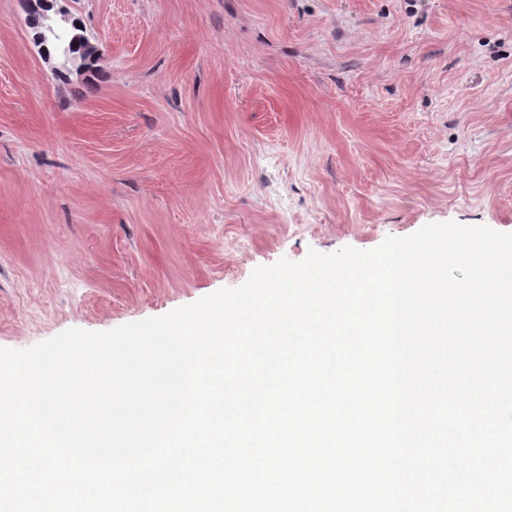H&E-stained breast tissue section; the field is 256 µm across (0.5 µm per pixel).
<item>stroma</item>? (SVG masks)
<instances>
[{"mask_svg":"<svg viewBox=\"0 0 512 512\" xmlns=\"http://www.w3.org/2000/svg\"><path fill=\"white\" fill-rule=\"evenodd\" d=\"M0 0V347L104 332L309 250L512 233V0ZM55 1L49 0H26L24 1L25 12L27 15V21L30 25L40 27L43 32L40 34V28H30L33 32V40L39 44V51L44 58L50 60L52 58L48 47L46 45L47 34H54L58 29L69 27L71 25L70 15L63 9H59L57 12L61 15L60 22L54 24L46 23L49 19L48 12L53 10ZM39 36V38H38ZM77 33H83V31L71 29L70 31L62 33L58 38L49 42L50 48L56 51H73V55H78V44L76 42V39H78L83 44L82 51L84 53V56H87L89 58H97L100 54L97 47L94 44H92L87 37L81 39L80 36L76 35L75 39L74 37Z\"/></svg>","mask_w":512,"mask_h":512,"instance_id":"35a3bbf8","label":"stroma"}]
</instances>
